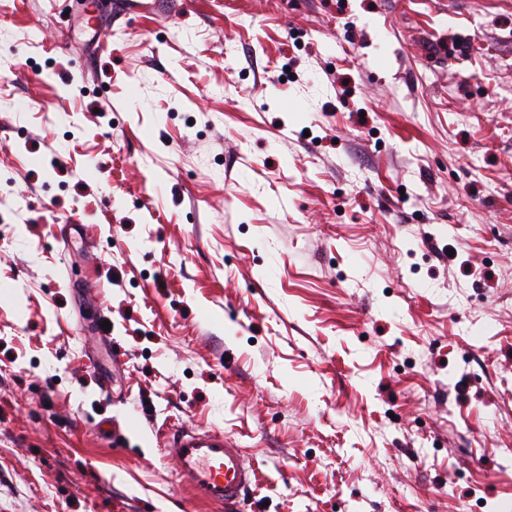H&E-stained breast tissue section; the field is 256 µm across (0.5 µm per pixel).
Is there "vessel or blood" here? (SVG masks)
Listing matches in <instances>:
<instances>
[{"label":"vessel or blood","mask_w":512,"mask_h":512,"mask_svg":"<svg viewBox=\"0 0 512 512\" xmlns=\"http://www.w3.org/2000/svg\"><path fill=\"white\" fill-rule=\"evenodd\" d=\"M163 446L195 500L240 512L256 483V472L235 439L220 431L179 427L165 435Z\"/></svg>","instance_id":"1"}]
</instances>
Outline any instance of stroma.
I'll list each match as a JSON object with an SVG mask.
<instances>
[{
  "instance_id": "35a3bbf8",
  "label": "stroma",
  "mask_w": 512,
  "mask_h": 512,
  "mask_svg": "<svg viewBox=\"0 0 512 512\" xmlns=\"http://www.w3.org/2000/svg\"><path fill=\"white\" fill-rule=\"evenodd\" d=\"M1 97L0 512H221L180 425L244 512L512 503V0H0ZM163 447L195 500L224 505L226 512L242 511L256 472L235 439L222 431L179 427L164 436Z\"/></svg>"
}]
</instances>
